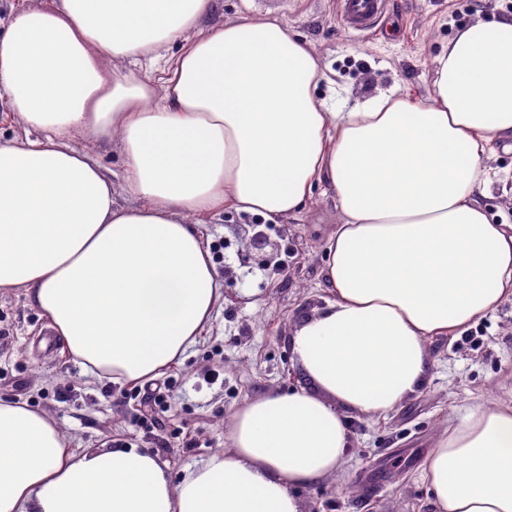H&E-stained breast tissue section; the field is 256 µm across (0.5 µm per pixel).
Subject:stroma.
Returning a JSON list of instances; mask_svg holds the SVG:
<instances>
[{"label":"stroma","instance_id":"1","mask_svg":"<svg viewBox=\"0 0 512 512\" xmlns=\"http://www.w3.org/2000/svg\"><path fill=\"white\" fill-rule=\"evenodd\" d=\"M243 15L279 19L313 45L329 77L319 92L344 112L392 89L425 95L432 59L456 30L511 16L512 0H388L387 32L378 36L348 30L336 0H218L204 23ZM488 164L495 176L484 202L497 223L512 224V151H497ZM338 221L322 185L298 215L276 223L232 211L200 216L224 296L183 362L157 378L166 399L154 408L136 384L84 375L25 291L0 290V398L53 417L73 448L121 438L151 449L174 474L206 459L227 448L230 417L246 400L307 385L289 336L295 320L332 300L321 268ZM252 223L272 242L262 264L244 246ZM429 349L421 389L387 418L362 420L340 473L302 490L306 512H431L423 463L433 442L466 407L512 401V302L459 335L433 338ZM147 413L155 417L148 429L140 424Z\"/></svg>","mask_w":512,"mask_h":512}]
</instances>
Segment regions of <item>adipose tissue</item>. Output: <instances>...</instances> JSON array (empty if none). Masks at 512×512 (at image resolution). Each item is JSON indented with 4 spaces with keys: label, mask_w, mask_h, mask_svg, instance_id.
Segmentation results:
<instances>
[{
    "label": "adipose tissue",
    "mask_w": 512,
    "mask_h": 512,
    "mask_svg": "<svg viewBox=\"0 0 512 512\" xmlns=\"http://www.w3.org/2000/svg\"><path fill=\"white\" fill-rule=\"evenodd\" d=\"M216 2L15 11L0 91L38 136L0 141V290L24 289L90 377L146 382L223 295L191 217L284 220L323 184L339 213L321 269L333 301L290 337L311 385L246 401L228 447L177 480L148 449L70 447L54 418L0 399V512H304L301 491L345 462L350 414L386 417L421 388L431 337L512 299V224L480 200L487 158L512 150V17L458 30L426 97L333 112L311 45L270 18L202 29ZM79 138L118 144L132 205ZM424 478L433 512H512V404L469 406Z\"/></svg>",
    "instance_id": "adipose-tissue-1"
}]
</instances>
